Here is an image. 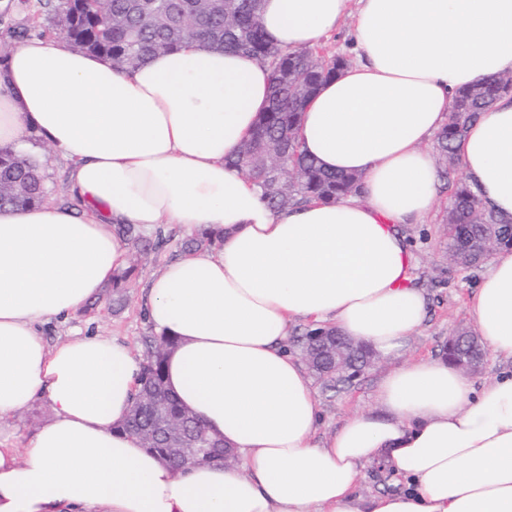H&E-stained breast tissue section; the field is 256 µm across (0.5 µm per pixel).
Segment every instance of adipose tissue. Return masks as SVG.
Wrapping results in <instances>:
<instances>
[{
    "instance_id": "ef3b65f1",
    "label": "adipose tissue",
    "mask_w": 512,
    "mask_h": 512,
    "mask_svg": "<svg viewBox=\"0 0 512 512\" xmlns=\"http://www.w3.org/2000/svg\"><path fill=\"white\" fill-rule=\"evenodd\" d=\"M355 64L300 118L301 150L361 177L356 196L270 208L228 166L269 103L264 61L190 41L133 68L34 37L0 63V145L38 135L68 160L76 206L0 209V512H512V251L484 270L468 311L508 370L475 387L444 359L386 374L379 412L328 436L290 324L335 327L379 356L426 318L400 227L423 223L437 171L425 146L455 94L512 74V0H357ZM348 0H262L278 47L316 45ZM466 181L512 218V96L455 143ZM209 229L219 241L149 279L147 322L173 337L167 389L237 462L177 470L122 425L144 359L124 342L75 336L65 320L130 264L115 227ZM46 400L29 441L10 428ZM402 477L364 494L363 468Z\"/></svg>"
}]
</instances>
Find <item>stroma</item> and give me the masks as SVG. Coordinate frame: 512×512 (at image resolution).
Listing matches in <instances>:
<instances>
[{
  "label": "stroma",
  "instance_id": "stroma-1",
  "mask_svg": "<svg viewBox=\"0 0 512 512\" xmlns=\"http://www.w3.org/2000/svg\"><path fill=\"white\" fill-rule=\"evenodd\" d=\"M33 146L35 156L43 163L46 184L53 199L58 202L69 200L66 159L42 141H34ZM449 202V190L440 189L434 209L425 223L401 227L415 258L413 284L427 298L424 326L409 338L399 353L380 360L376 367L359 375L339 391H317L322 411L320 434L329 433L354 412L376 410V390L385 374L408 361L439 357L449 336L456 330L473 328L474 322L466 303L483 269L479 266L465 268L449 258L443 224ZM163 232L168 242L162 249L148 255L132 253L130 262L137 266L138 273L122 309L113 310L111 303L101 301L94 313L79 312L66 322L47 326L46 342L52 345L71 336L91 334L113 337L132 347H140L142 338L153 332L143 315L146 283L164 263L180 256L181 231L176 226L167 225Z\"/></svg>",
  "mask_w": 512,
  "mask_h": 512
}]
</instances>
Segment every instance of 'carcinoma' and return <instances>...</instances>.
I'll return each instance as SVG.
<instances>
[{"instance_id": "carcinoma-1", "label": "carcinoma", "mask_w": 512, "mask_h": 512, "mask_svg": "<svg viewBox=\"0 0 512 512\" xmlns=\"http://www.w3.org/2000/svg\"><path fill=\"white\" fill-rule=\"evenodd\" d=\"M49 26L41 27L35 15L30 24L17 31L24 38L32 28L42 34L61 35L74 47L107 56L113 62L136 66L146 56L172 51L193 39L242 51L269 63L272 69V95L259 116L255 132L241 146L228 165L243 172L259 188L262 199L275 209H287L311 200L337 201L356 193L355 174L328 172L307 157L295 139L294 131L306 102L321 82L335 76L346 60L327 59L317 47L283 50L265 35L260 24L261 0H45ZM512 93V76L497 77L459 91L454 98L448 122L438 134L441 159L454 163V142L480 113L503 95ZM292 171L288 179L276 180L268 167L274 155ZM452 205L446 216L449 256L465 266H474L494 251L512 247V219L487 209L478 195L462 179L449 180ZM48 188L42 175V162L35 156L0 146V208L38 205L47 200ZM117 233L144 250H159L167 242L162 230L149 237L131 224H118ZM217 239L211 231H201L182 239L181 252L188 256L210 248ZM136 268L112 278V305L122 306L125 290ZM336 336L330 327L308 328L296 337L295 347L309 372L325 391H337L352 382L363 368L338 372L333 367L317 368L312 336ZM146 365L139 392L125 430L159 458L166 455L167 442L152 433L154 412L147 395L156 394L165 402L172 426L180 432L193 431L196 417L170 394L164 381V364L176 340L165 335L143 337Z\"/></svg>"}]
</instances>
